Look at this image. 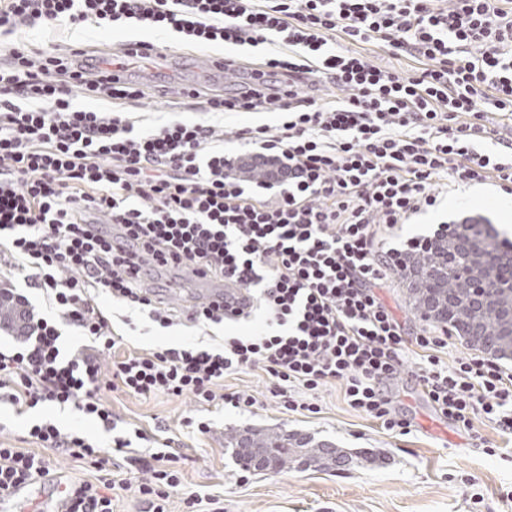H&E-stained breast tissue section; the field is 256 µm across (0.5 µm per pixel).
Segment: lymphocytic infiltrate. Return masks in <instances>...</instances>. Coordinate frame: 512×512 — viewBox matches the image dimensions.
Instances as JSON below:
<instances>
[{
  "label": "lymphocytic infiltrate",
  "instance_id": "obj_1",
  "mask_svg": "<svg viewBox=\"0 0 512 512\" xmlns=\"http://www.w3.org/2000/svg\"><path fill=\"white\" fill-rule=\"evenodd\" d=\"M125 21L203 47L269 46L242 109L278 118L238 132L241 151L226 154L209 117L233 106L198 90L200 118L139 132L122 107L142 92L112 59L10 45L0 65V306L12 319L0 328L14 344L0 348V399L20 414L73 406L113 438L107 448L33 422L35 450L0 447V494L48 477L41 451L55 448L91 473L65 484V512H112L116 489L133 490L145 512H168L183 485L169 439L130 457L136 482L114 480L113 452L142 431L123 436L104 392L188 394L245 411L256 398L222 387L247 370H262L288 411L315 412L310 395L337 384L350 408L407 433L389 387L411 344L421 351L415 381L436 414L467 431L481 417L512 434V373L476 356L445 363L448 329L407 338L380 295L397 257L381 230L437 209L462 186L512 194V138L489 123L493 114L512 122V0H0L4 35ZM364 44L417 67L375 65ZM317 82L336 87V99L305 94ZM75 86L106 107L76 105ZM488 139L495 150L483 149ZM98 215L124 229L129 247L114 246ZM186 266L246 290L249 311L171 313L149 282ZM31 288L56 317L36 310ZM101 294L163 329L238 323L258 310L266 327L216 346L142 353L125 348ZM65 325L86 339L71 353Z\"/></svg>",
  "mask_w": 512,
  "mask_h": 512
}]
</instances>
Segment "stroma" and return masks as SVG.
<instances>
[{"mask_svg": "<svg viewBox=\"0 0 512 512\" xmlns=\"http://www.w3.org/2000/svg\"><path fill=\"white\" fill-rule=\"evenodd\" d=\"M135 38L168 43L179 56L199 51L178 34L151 31L132 22L117 23L109 29L69 24L52 30L35 28L12 35L11 40L44 50L82 46L109 56ZM126 110L143 130L189 114L182 98H160L149 87ZM497 198L496 192L479 186L455 192L438 209L394 229L387 244L405 248L410 237L433 234L440 222L470 215L487 217L512 235V212L496 210ZM98 302L111 310L115 320L131 317L126 345L141 352L169 344L218 345L224 340L221 325H179L161 330L107 296H99ZM418 361L416 354L406 355L395 385L412 421L406 435L386 431L378 422L352 410L337 386L317 392V412L288 411L270 398L268 379L258 369L224 380L225 390H245L256 397V405L247 411L230 407L208 410L189 395L145 398L117 390L109 393L108 399L117 415L143 429L145 437L135 441V448L150 450L156 435L171 438L179 448L185 488L172 492L171 512H183L188 489L222 495L224 512H512V437L481 418L475 420L470 432L440 418L409 378ZM190 417L204 418L209 431L201 434L187 427ZM267 427L332 442L358 453L359 458L347 470L294 464L259 474L245 470L225 453L226 432Z\"/></svg>", "mask_w": 512, "mask_h": 512, "instance_id": "35a3bbf8", "label": "stroma"}]
</instances>
